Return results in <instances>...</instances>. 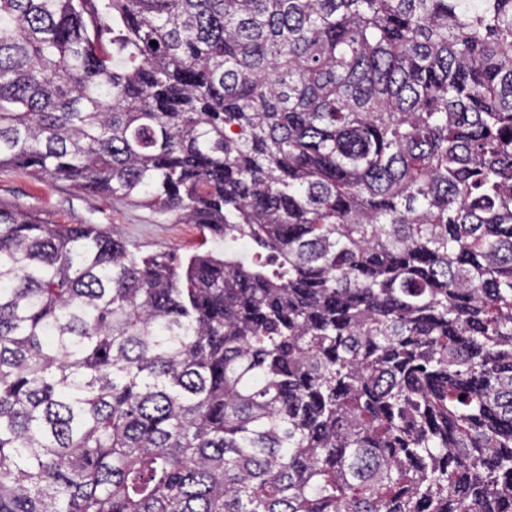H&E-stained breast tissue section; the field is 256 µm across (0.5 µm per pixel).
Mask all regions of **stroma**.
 Here are the masks:
<instances>
[{"label":"stroma","mask_w":512,"mask_h":512,"mask_svg":"<svg viewBox=\"0 0 512 512\" xmlns=\"http://www.w3.org/2000/svg\"><path fill=\"white\" fill-rule=\"evenodd\" d=\"M0 205L19 207L50 224L114 229L141 255L173 252L186 259L216 246L196 225L176 223L174 216L66 182L51 184L18 169L0 170Z\"/></svg>","instance_id":"obj_1"}]
</instances>
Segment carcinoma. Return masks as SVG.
Masks as SVG:
<instances>
[{
	"instance_id": "carcinoma-1",
	"label": "carcinoma",
	"mask_w": 512,
	"mask_h": 512,
	"mask_svg": "<svg viewBox=\"0 0 512 512\" xmlns=\"http://www.w3.org/2000/svg\"><path fill=\"white\" fill-rule=\"evenodd\" d=\"M157 45H151V42ZM0 512H512V0H0ZM17 206L49 224H100L114 229L140 255L173 252L183 259L223 250L195 224H177L173 215L102 193L78 189L67 182L50 184L24 171L0 170V205Z\"/></svg>"
}]
</instances>
